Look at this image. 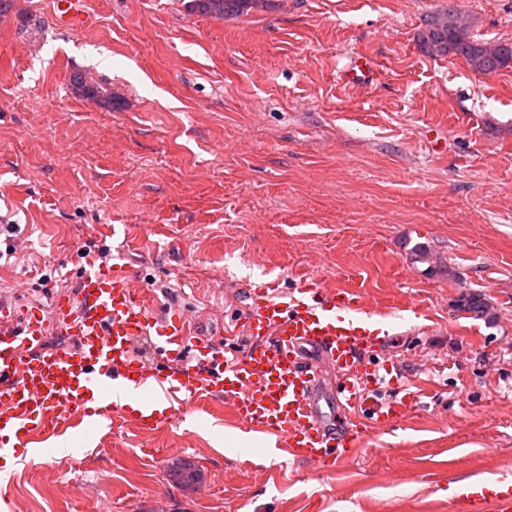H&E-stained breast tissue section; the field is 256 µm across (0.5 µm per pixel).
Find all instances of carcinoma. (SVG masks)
Returning a JSON list of instances; mask_svg holds the SVG:
<instances>
[{
  "label": "carcinoma",
  "mask_w": 512,
  "mask_h": 512,
  "mask_svg": "<svg viewBox=\"0 0 512 512\" xmlns=\"http://www.w3.org/2000/svg\"><path fill=\"white\" fill-rule=\"evenodd\" d=\"M257 0H186L189 13L211 18L239 17L245 14ZM420 48L431 56L453 55L463 58L475 71L491 75L512 65V42L495 44L484 42L470 35V25L461 17L454 0L427 16L424 30L419 37ZM70 89L104 105L118 106L112 91L106 86L74 72L69 78Z\"/></svg>",
  "instance_id": "cac0c4a2"
}]
</instances>
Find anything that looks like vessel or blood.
<instances>
[{"instance_id":"vessel-or-blood-1","label":"vessel or blood","mask_w":512,"mask_h":512,"mask_svg":"<svg viewBox=\"0 0 512 512\" xmlns=\"http://www.w3.org/2000/svg\"><path fill=\"white\" fill-rule=\"evenodd\" d=\"M56 17L78 32L88 21L85 0H56ZM375 316L354 288L305 281L283 292L264 287L253 291L232 330L251 346L231 354L191 336L187 314L150 324L146 294L125 264L84 270L76 294L56 296L51 317L0 309V451L38 447L94 413L108 420L131 412L141 428L154 430L171 418L174 403L204 391L223 397L236 421L273 437L279 452L334 466L367 428L396 425L416 403L410 392L398 400L375 393L379 375L368 357L386 342ZM54 333L66 343L48 347ZM147 336L161 367L135 353ZM330 371L336 396L324 409ZM339 410L348 416L340 427ZM466 499L472 512H512V496L484 480Z\"/></svg>"}]
</instances>
